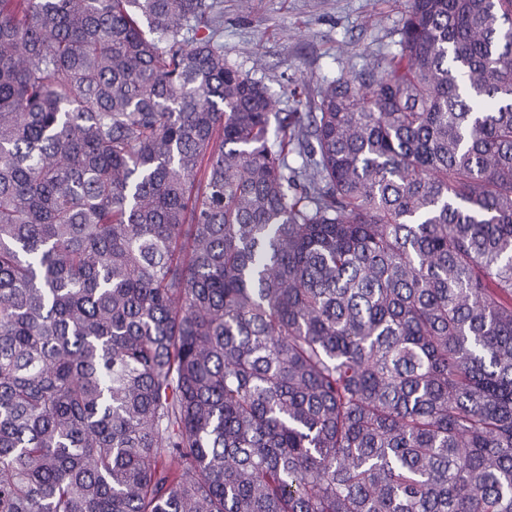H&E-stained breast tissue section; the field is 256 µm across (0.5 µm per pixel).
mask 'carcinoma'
<instances>
[{
  "label": "carcinoma",
  "instance_id": "cac0c4a2",
  "mask_svg": "<svg viewBox=\"0 0 512 512\" xmlns=\"http://www.w3.org/2000/svg\"><path fill=\"white\" fill-rule=\"evenodd\" d=\"M222 18L0 0V512H512V0L283 116Z\"/></svg>",
  "mask_w": 512,
  "mask_h": 512
}]
</instances>
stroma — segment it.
Segmentation results:
<instances>
[{
    "instance_id": "obj_1",
    "label": "stroma",
    "mask_w": 512,
    "mask_h": 512,
    "mask_svg": "<svg viewBox=\"0 0 512 512\" xmlns=\"http://www.w3.org/2000/svg\"><path fill=\"white\" fill-rule=\"evenodd\" d=\"M219 41L227 60L267 86L275 109L296 103L289 90L351 77L393 50L407 0H221Z\"/></svg>"
}]
</instances>
